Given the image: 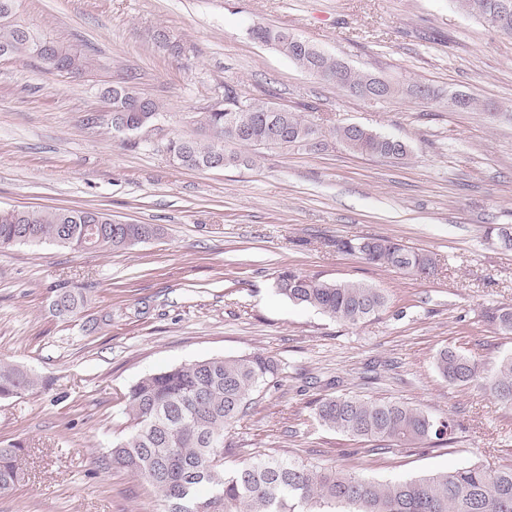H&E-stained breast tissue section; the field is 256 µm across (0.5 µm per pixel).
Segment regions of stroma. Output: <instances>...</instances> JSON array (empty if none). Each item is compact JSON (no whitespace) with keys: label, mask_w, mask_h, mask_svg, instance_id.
Listing matches in <instances>:
<instances>
[{"label":"stroma","mask_w":512,"mask_h":512,"mask_svg":"<svg viewBox=\"0 0 512 512\" xmlns=\"http://www.w3.org/2000/svg\"><path fill=\"white\" fill-rule=\"evenodd\" d=\"M17 19L89 65L74 76L0 57V210L92 207L164 233L122 252L50 241L0 250V361L37 381L0 399V447L28 450L0 512H163L142 479L103 461L129 423L125 395L146 375L218 356L263 352L284 368L230 430L229 468L275 453L384 482L491 465L512 449V407L433 366L445 347L487 368L512 356V335L481 317L512 303V250L486 236L512 229V35L454 0H18ZM257 23L435 97L351 95L253 40ZM160 30L185 45L182 57L156 43ZM127 80L164 113L119 138L93 117L101 90ZM228 85L306 109L326 132L357 123L398 138L410 156H359L333 141L316 153L265 149L246 167L180 166L163 142L193 134L190 116ZM452 93L477 110L449 108ZM360 237L431 254L436 271L376 267L336 247ZM284 267L372 282L388 306L339 324L277 294ZM62 285L82 289L77 314L55 310ZM331 394L450 416L455 440L371 451L318 422L316 402Z\"/></svg>","instance_id":"obj_1"}]
</instances>
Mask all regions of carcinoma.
<instances>
[{
	"label": "carcinoma",
	"instance_id": "cac0c4a2",
	"mask_svg": "<svg viewBox=\"0 0 512 512\" xmlns=\"http://www.w3.org/2000/svg\"><path fill=\"white\" fill-rule=\"evenodd\" d=\"M459 9L490 27L512 34V12L494 20L498 0H454ZM15 0H0V56H29L28 28L15 19ZM249 35L288 57L300 68L348 91L368 86L374 75L358 70L334 55L317 54L305 39L295 40L282 30L255 24ZM54 63L41 61L50 71L79 73L84 58L52 43ZM112 106L137 133L154 125L163 104L144 97L130 85H114ZM410 95L428 99L431 90L417 84L386 83L385 97ZM274 116L288 138L282 149H326L329 140L367 157L402 160L406 145L368 128L352 132L348 124L326 133L297 110L279 109L263 99L243 98L224 87V103L194 116L199 137L172 138L166 152L179 165L205 169L217 152L223 167L247 165L252 158L226 150L235 143L259 147L270 132L266 117ZM234 123L247 129L237 141L226 136ZM162 233L156 224H122L91 208H30L0 211V249L34 238L87 252L127 250ZM338 249L366 263L428 277L435 258L384 237L344 240ZM276 291L290 302L315 308L342 325H357L386 309L388 298L372 283L328 280L293 268L281 270ZM84 304L73 288L55 289L54 306L72 312ZM484 322L497 332L512 334V304L488 308ZM435 369L449 384L478 386L498 402L512 406V356L486 370L477 360L445 347ZM282 372L281 362L263 352L245 356L212 357L164 369L139 379L126 395L128 432L112 443L111 463L143 479L165 503L167 512H512V459L494 467L471 463L427 477L377 483L342 468L320 467L268 455L228 472L215 463L224 454V437L250 416L253 396ZM36 381L19 368L0 363V399L29 393ZM320 423L336 432L377 443L382 452L402 451L418 444L431 447L453 443L454 420L434 417L420 408L389 400L329 396L318 401ZM23 444L0 447V493L21 479Z\"/></svg>",
	"mask_w": 512,
	"mask_h": 512
}]
</instances>
